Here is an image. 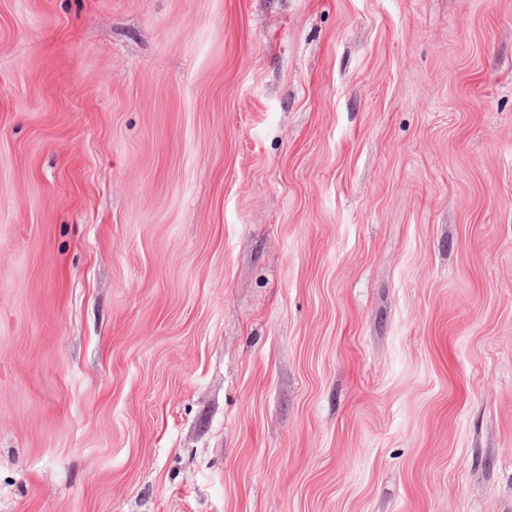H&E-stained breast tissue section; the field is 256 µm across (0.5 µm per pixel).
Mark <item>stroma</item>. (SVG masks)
Returning a JSON list of instances; mask_svg holds the SVG:
<instances>
[{
	"label": "stroma",
	"mask_w": 512,
	"mask_h": 512,
	"mask_svg": "<svg viewBox=\"0 0 512 512\" xmlns=\"http://www.w3.org/2000/svg\"><path fill=\"white\" fill-rule=\"evenodd\" d=\"M0 512H512V0H0Z\"/></svg>",
	"instance_id": "1"
}]
</instances>
